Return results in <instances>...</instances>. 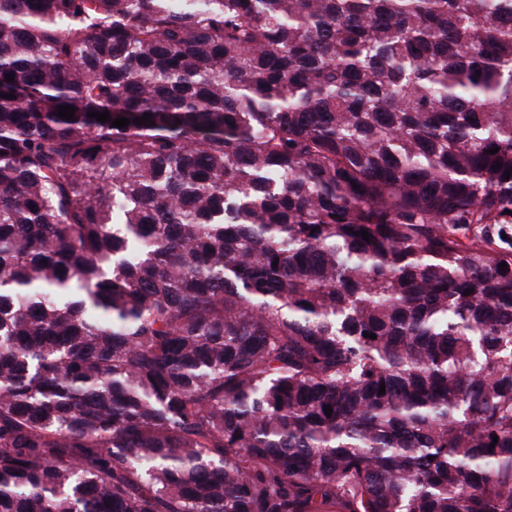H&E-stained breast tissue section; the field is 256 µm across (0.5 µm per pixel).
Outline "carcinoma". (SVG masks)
<instances>
[{
	"label": "carcinoma",
	"mask_w": 512,
	"mask_h": 512,
	"mask_svg": "<svg viewBox=\"0 0 512 512\" xmlns=\"http://www.w3.org/2000/svg\"><path fill=\"white\" fill-rule=\"evenodd\" d=\"M508 170L512 0H0V512H512Z\"/></svg>",
	"instance_id": "obj_1"
}]
</instances>
